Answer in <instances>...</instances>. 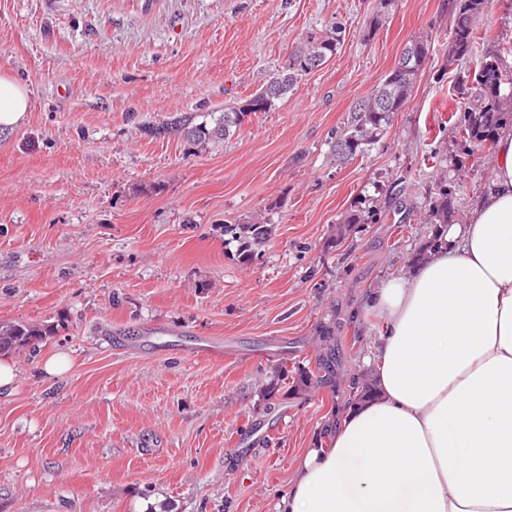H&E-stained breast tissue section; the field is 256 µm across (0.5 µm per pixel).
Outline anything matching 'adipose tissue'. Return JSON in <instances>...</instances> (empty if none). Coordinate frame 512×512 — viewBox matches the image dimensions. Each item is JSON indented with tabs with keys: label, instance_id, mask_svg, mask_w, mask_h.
I'll use <instances>...</instances> for the list:
<instances>
[{
	"label": "adipose tissue",
	"instance_id": "obj_1",
	"mask_svg": "<svg viewBox=\"0 0 512 512\" xmlns=\"http://www.w3.org/2000/svg\"><path fill=\"white\" fill-rule=\"evenodd\" d=\"M29 110L0 75V133ZM370 312L376 395L303 451L275 512H512V126L467 223L353 316Z\"/></svg>",
	"mask_w": 512,
	"mask_h": 512
}]
</instances>
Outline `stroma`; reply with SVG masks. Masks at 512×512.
<instances>
[{"label": "stroma", "mask_w": 512, "mask_h": 512, "mask_svg": "<svg viewBox=\"0 0 512 512\" xmlns=\"http://www.w3.org/2000/svg\"><path fill=\"white\" fill-rule=\"evenodd\" d=\"M0 0V73L23 125L0 134V325L54 336L11 353L0 389V512H275L296 461L353 394L377 314L351 313L489 180L447 118L469 60L444 64L451 0ZM345 39L268 112L191 148L149 138L183 112L250 96L308 37ZM506 48L512 11L476 18ZM427 36L429 60L385 135L336 161L329 138ZM344 240L328 248L344 216ZM271 237L240 261L230 229ZM69 355L65 374L45 357ZM332 357L333 371L297 382Z\"/></svg>", "instance_id": "1"}]
</instances>
